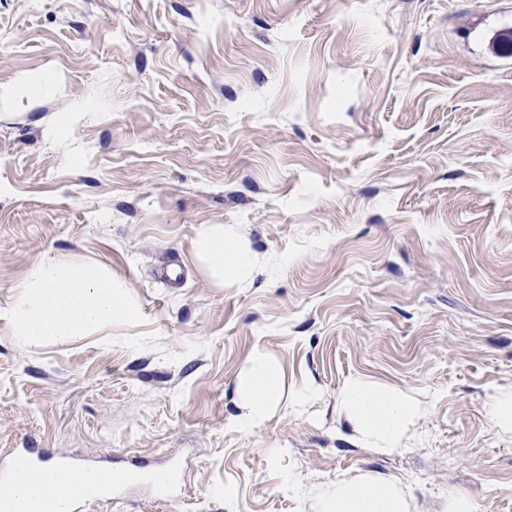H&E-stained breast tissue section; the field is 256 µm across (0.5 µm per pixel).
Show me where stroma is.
Masks as SVG:
<instances>
[{"label": "stroma", "instance_id": "stroma-1", "mask_svg": "<svg viewBox=\"0 0 512 512\" xmlns=\"http://www.w3.org/2000/svg\"><path fill=\"white\" fill-rule=\"evenodd\" d=\"M506 27L512 0H0V453L188 458L175 496L84 512H320L362 474L408 512H512ZM204 224L249 242L250 282L210 279ZM55 257L107 267L139 320L21 347L15 287ZM258 350L285 388L244 429ZM354 377L423 400L402 450L340 415Z\"/></svg>", "mask_w": 512, "mask_h": 512}]
</instances>
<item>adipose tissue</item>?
Returning <instances> with one entry per match:
<instances>
[{"label":"adipose tissue","instance_id":"ef3b65f1","mask_svg":"<svg viewBox=\"0 0 512 512\" xmlns=\"http://www.w3.org/2000/svg\"><path fill=\"white\" fill-rule=\"evenodd\" d=\"M197 261L219 285H242L254 275L258 257L243 240L232 237L220 224L202 225L194 239ZM139 308L124 283L100 265L65 258L32 265L17 285L8 321L13 335L38 346L67 336H92L112 323L136 322ZM284 379L278 364L258 351L248 360L238 381L242 404L241 425H263L279 403ZM338 408L355 426L359 437L378 452L402 448L404 438L423 407L416 397L389 390L361 378L342 389ZM74 482L68 474L45 479L38 471L25 475L17 489L14 512H32L37 502L56 500ZM321 512H407L404 490L397 483L363 475L327 486Z\"/></svg>","mask_w":512,"mask_h":512}]
</instances>
